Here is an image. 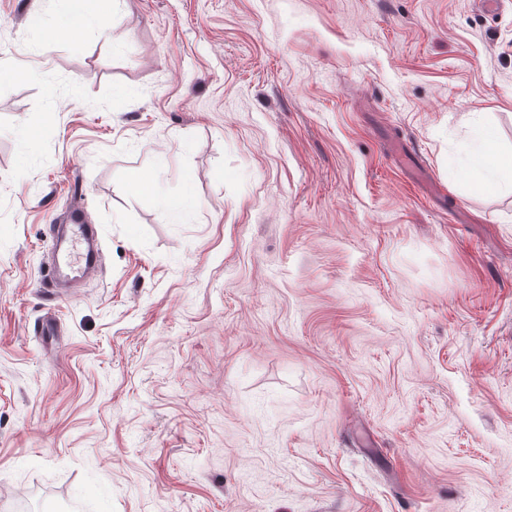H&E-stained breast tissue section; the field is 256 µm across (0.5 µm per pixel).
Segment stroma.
I'll return each mask as SVG.
<instances>
[{
    "instance_id": "1",
    "label": "stroma",
    "mask_w": 512,
    "mask_h": 512,
    "mask_svg": "<svg viewBox=\"0 0 512 512\" xmlns=\"http://www.w3.org/2000/svg\"><path fill=\"white\" fill-rule=\"evenodd\" d=\"M84 9L0 0V512H512V5ZM68 17L50 32L52 37L74 39L77 33L87 24L88 16L84 11V1L71 0ZM489 141L482 138L480 148L474 153L479 156L473 165L472 179L479 190L498 185L503 171L512 173V157L505 158L494 154L489 148ZM68 247L61 262L72 270L77 277H90L97 267V232L94 224H89L84 213L68 224ZM75 248L77 252H75Z\"/></svg>"
}]
</instances>
